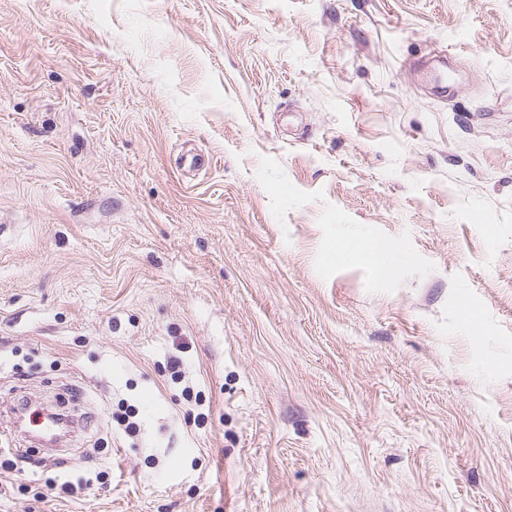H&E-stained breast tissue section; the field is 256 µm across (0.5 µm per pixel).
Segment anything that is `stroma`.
I'll return each mask as SVG.
<instances>
[{"instance_id":"35a3bbf8","label":"stroma","mask_w":512,"mask_h":512,"mask_svg":"<svg viewBox=\"0 0 512 512\" xmlns=\"http://www.w3.org/2000/svg\"><path fill=\"white\" fill-rule=\"evenodd\" d=\"M1 451L0 512H512V0H0Z\"/></svg>"}]
</instances>
